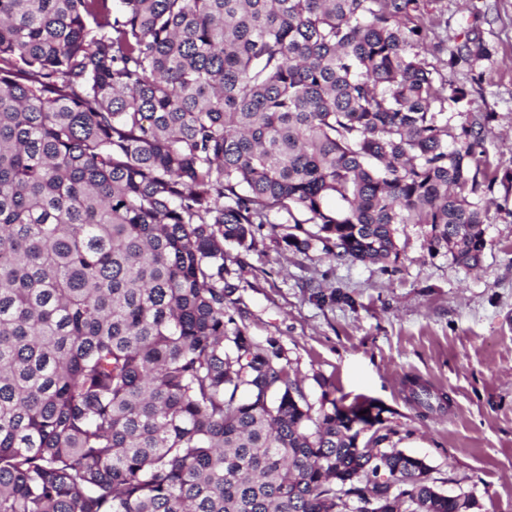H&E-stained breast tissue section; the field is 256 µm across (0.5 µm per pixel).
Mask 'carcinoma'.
I'll list each match as a JSON object with an SVG mask.
<instances>
[{
    "label": "carcinoma",
    "mask_w": 512,
    "mask_h": 512,
    "mask_svg": "<svg viewBox=\"0 0 512 512\" xmlns=\"http://www.w3.org/2000/svg\"><path fill=\"white\" fill-rule=\"evenodd\" d=\"M435 2L0 0V512L473 499L389 446L374 402L313 410L224 279V245L250 250L256 224L364 264L420 224L431 253L478 265L512 164L428 55L472 72L494 49L429 44Z\"/></svg>",
    "instance_id": "1"
}]
</instances>
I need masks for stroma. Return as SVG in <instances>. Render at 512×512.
<instances>
[{
    "instance_id": "obj_1",
    "label": "stroma",
    "mask_w": 512,
    "mask_h": 512,
    "mask_svg": "<svg viewBox=\"0 0 512 512\" xmlns=\"http://www.w3.org/2000/svg\"><path fill=\"white\" fill-rule=\"evenodd\" d=\"M448 39L476 31L495 54L477 67L474 108L495 113L491 159L512 147V0H439ZM487 245L471 270L431 255L426 230L399 233L387 264L285 249L270 225L249 252L227 247L231 312L259 342L276 341L306 399L368 398L393 444L424 458L447 494H473L480 512H512V193L496 189ZM414 377L447 395L443 412L409 398Z\"/></svg>"
}]
</instances>
